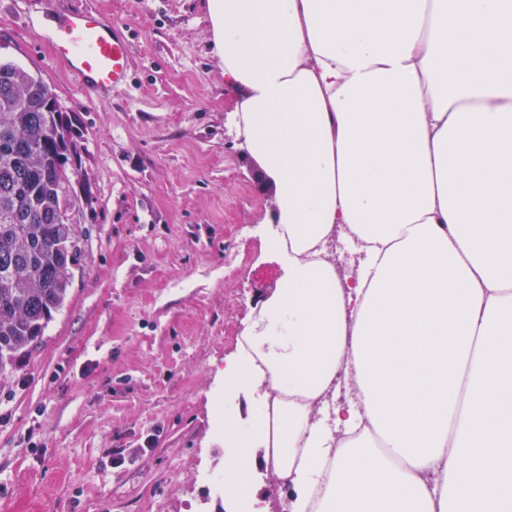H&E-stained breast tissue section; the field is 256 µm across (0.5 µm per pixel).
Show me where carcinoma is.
Listing matches in <instances>:
<instances>
[{
	"instance_id": "cac0c4a2",
	"label": "carcinoma",
	"mask_w": 512,
	"mask_h": 512,
	"mask_svg": "<svg viewBox=\"0 0 512 512\" xmlns=\"http://www.w3.org/2000/svg\"><path fill=\"white\" fill-rule=\"evenodd\" d=\"M75 145L43 78L0 61V379L44 335L81 254L74 206Z\"/></svg>"
}]
</instances>
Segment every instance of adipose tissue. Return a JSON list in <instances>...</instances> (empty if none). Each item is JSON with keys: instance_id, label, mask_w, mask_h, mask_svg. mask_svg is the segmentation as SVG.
<instances>
[{"instance_id": "obj_1", "label": "adipose tissue", "mask_w": 512, "mask_h": 512, "mask_svg": "<svg viewBox=\"0 0 512 512\" xmlns=\"http://www.w3.org/2000/svg\"><path fill=\"white\" fill-rule=\"evenodd\" d=\"M207 10L282 271L224 377L279 393L272 430L224 423L233 494L261 459L289 512H512V0ZM338 225L347 284L315 251ZM342 365L358 401L311 423Z\"/></svg>"}]
</instances>
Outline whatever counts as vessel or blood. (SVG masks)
I'll return each instance as SVG.
<instances>
[{"label": "vessel or blood", "instance_id": "obj_1", "mask_svg": "<svg viewBox=\"0 0 512 512\" xmlns=\"http://www.w3.org/2000/svg\"><path fill=\"white\" fill-rule=\"evenodd\" d=\"M52 42L85 91L96 95L106 88L127 85L128 40L122 30L97 11L78 8L65 14Z\"/></svg>", "mask_w": 512, "mask_h": 512}]
</instances>
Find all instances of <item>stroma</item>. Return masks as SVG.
<instances>
[{"label": "stroma", "instance_id": "35a3bbf8", "mask_svg": "<svg viewBox=\"0 0 512 512\" xmlns=\"http://www.w3.org/2000/svg\"><path fill=\"white\" fill-rule=\"evenodd\" d=\"M205 0H0V59L54 88L79 151L86 237L38 345L0 384V512H221L224 420L257 399L224 365L279 285L276 195L231 124L241 92ZM95 9L130 41V79L92 97L51 45ZM120 463H113L114 454ZM257 512L292 487L264 465Z\"/></svg>", "mask_w": 512, "mask_h": 512}]
</instances>
